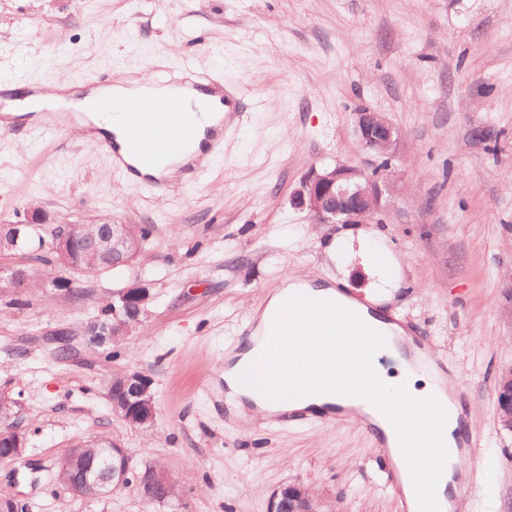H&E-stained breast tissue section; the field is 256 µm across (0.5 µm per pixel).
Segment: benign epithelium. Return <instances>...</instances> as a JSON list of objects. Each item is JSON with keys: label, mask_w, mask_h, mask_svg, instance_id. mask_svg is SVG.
Wrapping results in <instances>:
<instances>
[{"label": "benign epithelium", "mask_w": 512, "mask_h": 512, "mask_svg": "<svg viewBox=\"0 0 512 512\" xmlns=\"http://www.w3.org/2000/svg\"><path fill=\"white\" fill-rule=\"evenodd\" d=\"M355 134L361 148L375 156L379 163L371 172L346 163H338L322 171L310 170L300 181L291 198L292 206L307 210L320 224H366L380 222L402 188L392 168V160L399 139L398 131L389 117L369 107L355 112ZM48 223V216L40 208L29 210L27 221L20 224H0V251L18 247L22 230ZM97 232L84 235L77 224L61 226L52 242L61 265L84 270L73 260L75 251L96 255L116 269L129 265L137 255V237L130 234L128 225L110 221L96 223ZM32 269L19 264L7 269L0 276V292L16 293L28 287L33 280ZM121 306L113 310L112 320L97 318L85 329V341L90 346L102 347L115 341L129 328L141 322L149 291L141 285L127 286L117 292ZM511 385L498 393V416L503 427L512 431V377ZM152 378L139 371L127 372L120 379L109 383L108 397L113 410L124 419L137 415L138 424L154 421L155 405L151 394ZM14 403L0 396V444L6 451L0 452V461L12 462L26 451L25 432L13 424L17 414ZM112 462L104 463L99 470L85 469L80 479L71 481L68 489L77 495L104 496L129 483L130 462L125 449L112 446L109 449ZM141 482L149 489L157 490L165 497L175 494L174 485L167 476L148 470ZM321 499L312 491H306L297 483L274 490L270 496L268 512H324Z\"/></svg>", "instance_id": "benign-epithelium-1"}]
</instances>
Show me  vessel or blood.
I'll list each match as a JSON object with an SVG mask.
<instances>
[{
	"instance_id": "1",
	"label": "vessel or blood",
	"mask_w": 512,
	"mask_h": 512,
	"mask_svg": "<svg viewBox=\"0 0 512 512\" xmlns=\"http://www.w3.org/2000/svg\"><path fill=\"white\" fill-rule=\"evenodd\" d=\"M178 71L179 79L168 80L162 86L153 79L138 78L140 92L132 99L105 94L80 100L82 112L118 127L119 136L102 144L117 168L134 175L139 168L178 158L183 172L191 178L222 153L224 130L238 118L237 89L212 78L199 82L198 72L186 64L180 65ZM317 327L367 340L376 365L384 367L390 362L386 337L367 327L350 306L308 294L291 295L268 321V354L239 369V388L275 403L335 388L334 374H310L298 369L281 348L286 338L311 335ZM406 479L418 487L419 512H446L439 498L431 494L430 482L422 481L419 471L411 465L403 471L392 469L388 475L390 488L398 497V512H408L401 498L402 482Z\"/></svg>"
}]
</instances>
